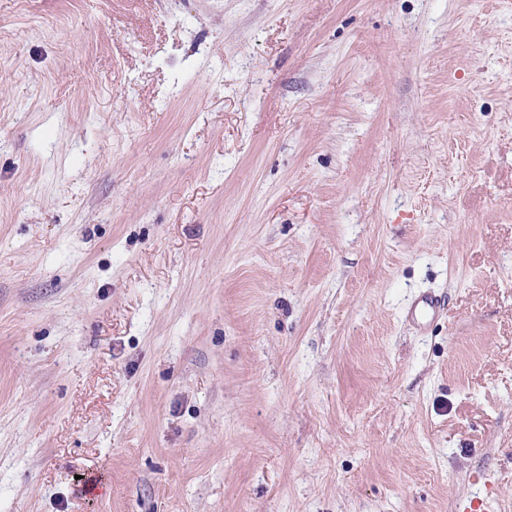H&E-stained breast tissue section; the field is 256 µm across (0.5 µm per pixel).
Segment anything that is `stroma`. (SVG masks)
<instances>
[{"mask_svg": "<svg viewBox=\"0 0 512 512\" xmlns=\"http://www.w3.org/2000/svg\"><path fill=\"white\" fill-rule=\"evenodd\" d=\"M487 498L512 0H0V512ZM441 301L428 293L419 295L409 306L407 317L421 327L431 324L440 314Z\"/></svg>", "mask_w": 512, "mask_h": 512, "instance_id": "1", "label": "stroma"}]
</instances>
